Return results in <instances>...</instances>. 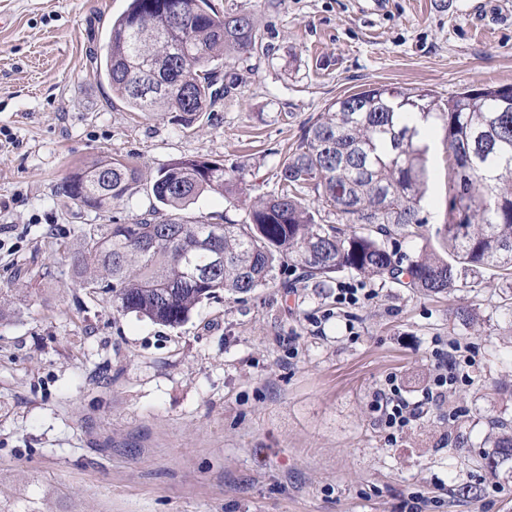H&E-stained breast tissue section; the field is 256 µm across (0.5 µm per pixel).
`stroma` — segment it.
<instances>
[{
  "mask_svg": "<svg viewBox=\"0 0 512 512\" xmlns=\"http://www.w3.org/2000/svg\"><path fill=\"white\" fill-rule=\"evenodd\" d=\"M211 2L248 7L260 46L229 59L232 92L185 127L131 111L96 73L91 54L127 0H0V504L33 512L48 493L53 512H404L418 496L423 512H512V478L474 465L489 418L512 421V285L491 272L433 299L351 271L318 288L291 267L175 328L120 315L66 276L73 227L142 218L173 160L236 167L242 204L205 192L186 215L239 223L247 200L280 191L284 155L336 99L512 84V0ZM97 157L133 162L137 189L80 214L61 187ZM348 284L371 295L337 308ZM451 338L470 347L468 380L388 442L373 391L393 377L420 399L435 341Z\"/></svg>",
  "mask_w": 512,
  "mask_h": 512,
  "instance_id": "1",
  "label": "stroma"
}]
</instances>
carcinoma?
Wrapping results in <instances>:
<instances>
[{
  "label": "carcinoma",
  "instance_id": "carcinoma-1",
  "mask_svg": "<svg viewBox=\"0 0 512 512\" xmlns=\"http://www.w3.org/2000/svg\"><path fill=\"white\" fill-rule=\"evenodd\" d=\"M257 50L247 8L221 13L210 0H129L97 56L112 93L136 112H176L189 127L220 95L231 54ZM507 85L465 88L439 104L420 89L374 87L333 102L309 122L280 163V193L254 201L241 224L210 225L183 215L204 192L233 204L243 189L232 167L200 159L159 169L160 207L132 224H84L69 256L83 288L111 293L112 307L177 327L200 303L247 295L276 270L303 269L311 280L350 270L372 280L409 277L425 296L448 293L463 273L483 269L512 281V104ZM417 116L444 131L447 207L431 234L421 217L430 188L429 147ZM137 167L101 157L72 171L63 194L82 210L131 195ZM163 218H155L159 209ZM333 215L326 224L322 214ZM415 238V259L400 269L390 239ZM478 464L512 472V425L493 418Z\"/></svg>",
  "mask_w": 512,
  "mask_h": 512
}]
</instances>
